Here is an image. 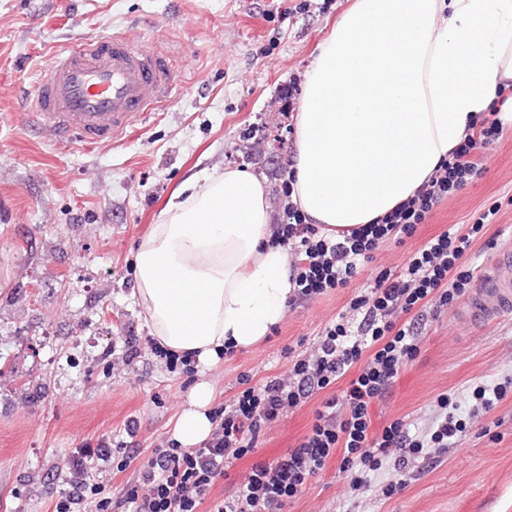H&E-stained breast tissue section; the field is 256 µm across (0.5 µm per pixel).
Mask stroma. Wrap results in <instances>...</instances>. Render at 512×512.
Returning <instances> with one entry per match:
<instances>
[{
  "mask_svg": "<svg viewBox=\"0 0 512 512\" xmlns=\"http://www.w3.org/2000/svg\"><path fill=\"white\" fill-rule=\"evenodd\" d=\"M351 0H0V512H51L72 452L121 439L137 420L142 458L172 438L200 382L215 402L287 374L326 326L347 313L380 271L399 273L412 252L451 228L468 232L491 206L499 211L462 262L471 275L512 249V121L484 148V169L440 203L404 242L380 244L348 285L289 306L268 338L190 373L148 355L132 365L103 360L123 330L152 336L135 294V254L159 224L169 197L193 175L251 167L266 178L273 219L283 216L280 182L249 165L279 135L291 158L293 113L281 96L301 86L318 47ZM122 35L174 62L173 96L125 136L87 150L29 127L30 92L57 53L81 39ZM416 358L372 409L374 426L401 419L425 433L449 396L467 428L432 458L409 460L407 486L385 497L392 462L362 487L338 461L311 478L284 512H512V390L476 422L474 388L512 377V316L471 332L449 307L417 317ZM315 394L261 436L211 491L223 499L252 465L295 447L322 401ZM42 475L39 483L28 474Z\"/></svg>",
  "mask_w": 512,
  "mask_h": 512,
  "instance_id": "stroma-1",
  "label": "stroma"
}]
</instances>
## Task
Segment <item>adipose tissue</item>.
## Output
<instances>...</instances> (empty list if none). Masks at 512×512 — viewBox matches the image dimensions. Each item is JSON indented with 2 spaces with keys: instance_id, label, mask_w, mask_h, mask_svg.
Returning a JSON list of instances; mask_svg holds the SVG:
<instances>
[{
  "instance_id": "ef3b65f1",
  "label": "adipose tissue",
  "mask_w": 512,
  "mask_h": 512,
  "mask_svg": "<svg viewBox=\"0 0 512 512\" xmlns=\"http://www.w3.org/2000/svg\"><path fill=\"white\" fill-rule=\"evenodd\" d=\"M512 81V0H354L305 75L291 199L328 236L410 198ZM264 179L238 168L191 178L136 254L139 300L159 341L218 361L282 318L290 258L271 241ZM200 383L174 438L208 439Z\"/></svg>"
}]
</instances>
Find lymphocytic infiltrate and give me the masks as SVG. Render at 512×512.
Wrapping results in <instances>:
<instances>
[{"mask_svg":"<svg viewBox=\"0 0 512 512\" xmlns=\"http://www.w3.org/2000/svg\"><path fill=\"white\" fill-rule=\"evenodd\" d=\"M473 134L465 137L441 163L434 176L393 211L351 230L342 239L329 238L319 225L309 223L296 205L284 209L285 218L272 227V239L297 248L290 266L296 304L347 285L360 261L392 236L412 235L418 224L442 201L479 176L483 164L476 150L497 141L502 133L498 119H475ZM477 219L468 233L448 231L429 240L408 260L400 274L380 272L370 294L349 304L358 317L356 328L337 323L326 327L318 344L289 368L287 375L267 378L259 388L248 385L233 398L210 411L214 425L209 439L195 448L176 441L154 446L145 464H137L138 424L129 421L125 439L99 440L96 447L77 449L68 463L69 477L59 490L53 512H283L308 479L332 459L355 472V485H363L368 472L379 470L383 459L404 463L422 449L445 451L454 445L465 425L449 412L448 397L431 431L410 433L403 420H395L380 433L371 431V412L392 385L398 372L417 352L414 324L400 325L397 315L430 308L440 315L464 296L471 282L458 262L484 227ZM349 377L342 397L322 400L311 430L275 460L255 463L246 480L222 500L210 497L216 480L235 461L254 453L261 434L288 411L313 394ZM115 462L117 471H131L121 496L104 494L92 472L99 463Z\"/></svg>","mask_w":512,"mask_h":512,"instance_id":"lymphocytic-infiltrate-1","label":"lymphocytic infiltrate"}]
</instances>
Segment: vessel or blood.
I'll list each match as a JSON object with an SVG mask.
<instances>
[{
    "mask_svg": "<svg viewBox=\"0 0 512 512\" xmlns=\"http://www.w3.org/2000/svg\"><path fill=\"white\" fill-rule=\"evenodd\" d=\"M176 84L166 55L123 36H95L55 58L34 88L31 118L91 149L126 135ZM459 314L480 328L512 314V252L500 251L480 272Z\"/></svg>",
    "mask_w": 512,
    "mask_h": 512,
    "instance_id": "obj_1",
    "label": "vessel or blood"
}]
</instances>
